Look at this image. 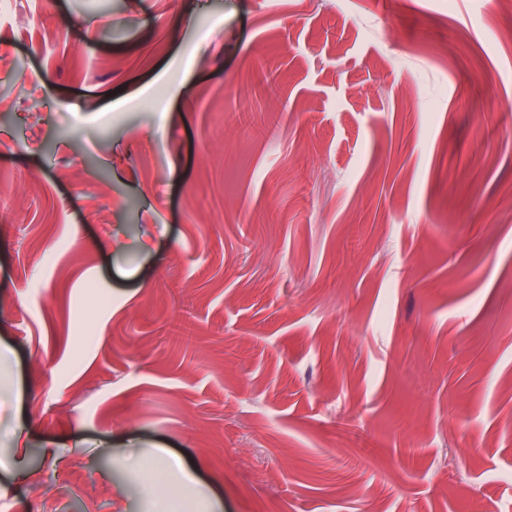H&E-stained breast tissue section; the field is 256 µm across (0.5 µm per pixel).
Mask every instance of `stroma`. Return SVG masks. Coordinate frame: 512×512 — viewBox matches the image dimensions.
Masks as SVG:
<instances>
[{
	"instance_id": "1",
	"label": "stroma",
	"mask_w": 512,
	"mask_h": 512,
	"mask_svg": "<svg viewBox=\"0 0 512 512\" xmlns=\"http://www.w3.org/2000/svg\"><path fill=\"white\" fill-rule=\"evenodd\" d=\"M503 97L485 0H9L0 512H512ZM173 470L174 466L169 464L159 466L147 473V479L158 488L154 512H178L172 498L167 494L168 489L175 488L174 485L178 480V474L172 472Z\"/></svg>"
}]
</instances>
